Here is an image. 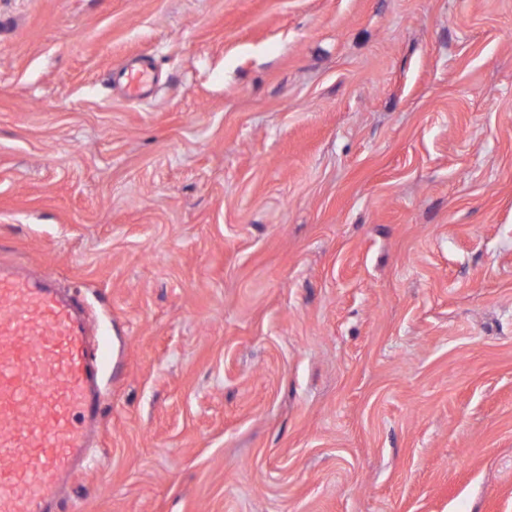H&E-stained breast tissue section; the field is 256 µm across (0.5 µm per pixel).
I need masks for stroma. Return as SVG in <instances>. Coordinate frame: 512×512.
<instances>
[{"label": "stroma", "mask_w": 512, "mask_h": 512, "mask_svg": "<svg viewBox=\"0 0 512 512\" xmlns=\"http://www.w3.org/2000/svg\"><path fill=\"white\" fill-rule=\"evenodd\" d=\"M0 262L108 352L55 512H512V0H0ZM115 80L125 86L128 99L137 100L141 96L143 86L147 83L148 72L135 67H124L115 73Z\"/></svg>", "instance_id": "stroma-1"}]
</instances>
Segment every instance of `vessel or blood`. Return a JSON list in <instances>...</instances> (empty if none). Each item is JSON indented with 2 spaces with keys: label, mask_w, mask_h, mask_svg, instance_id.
Here are the masks:
<instances>
[{
  "label": "vessel or blood",
  "mask_w": 512,
  "mask_h": 512,
  "mask_svg": "<svg viewBox=\"0 0 512 512\" xmlns=\"http://www.w3.org/2000/svg\"><path fill=\"white\" fill-rule=\"evenodd\" d=\"M115 78L136 100L148 73L124 67ZM79 306L47 277L0 264V512H50L87 460L103 357Z\"/></svg>",
  "instance_id": "obj_1"
}]
</instances>
